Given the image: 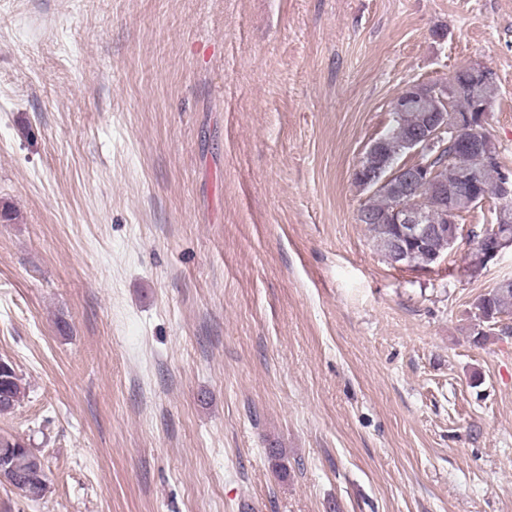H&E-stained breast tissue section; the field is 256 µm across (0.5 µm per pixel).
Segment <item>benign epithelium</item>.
Segmentation results:
<instances>
[{
  "mask_svg": "<svg viewBox=\"0 0 512 512\" xmlns=\"http://www.w3.org/2000/svg\"><path fill=\"white\" fill-rule=\"evenodd\" d=\"M422 101L431 104V111L424 114L416 138L408 143L411 155H420L432 147L443 132L450 129L465 128L475 133L473 137L455 140V145L458 148L473 145L479 147L483 144V137L479 136V133L486 131L490 103H483L474 112L451 114L444 98L436 96L432 91L421 95L418 93L417 86L414 85L396 98L393 103V111L401 112ZM502 181L503 202L495 212L498 224H503L512 217V175L506 171L502 172ZM381 185L396 197L394 264L398 267L408 266L420 269L430 267V264L438 261L440 254L431 253L425 248L420 249L418 245L434 236L444 237L448 239V245H453L460 235L459 224L453 218L458 210L453 209L451 215L444 216V223L433 225L427 221V214L422 206V198L419 193L427 187L446 198L448 197V185L438 181L437 173L429 172L426 167L416 169L397 167L381 182ZM511 246V242L499 237L496 232L485 231L481 242L474 249L471 266L481 269Z\"/></svg>",
  "mask_w": 512,
  "mask_h": 512,
  "instance_id": "7a95c632",
  "label": "benign epithelium"
}]
</instances>
